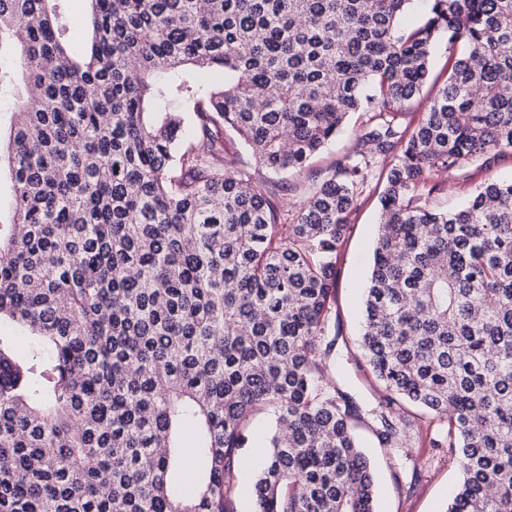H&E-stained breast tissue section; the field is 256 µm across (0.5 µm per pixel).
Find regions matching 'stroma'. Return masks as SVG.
Here are the masks:
<instances>
[{
	"label": "stroma",
	"instance_id": "1",
	"mask_svg": "<svg viewBox=\"0 0 512 512\" xmlns=\"http://www.w3.org/2000/svg\"><path fill=\"white\" fill-rule=\"evenodd\" d=\"M448 55L447 41L438 40L429 81L421 96L408 107L407 121L418 122L427 112L446 78ZM447 180L448 191L433 199L434 207L453 209L487 181H512V152L469 162L448 175ZM381 189L377 175H370L345 242L336 256V303L332 307V317L340 330L336 353L343 368L341 384L354 398L365 419L364 425L358 426L357 434L375 467L378 512H445L449 496L461 480L453 461L455 451L448 446L446 425L431 415H423L410 440L409 458L401 461L390 457L373 432L378 424L376 411L383 391L366 364L356 363L353 358L361 332L363 293L378 222Z\"/></svg>",
	"mask_w": 512,
	"mask_h": 512
}]
</instances>
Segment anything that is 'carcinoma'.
Listing matches in <instances>:
<instances>
[{
  "label": "carcinoma",
  "mask_w": 512,
  "mask_h": 512,
  "mask_svg": "<svg viewBox=\"0 0 512 512\" xmlns=\"http://www.w3.org/2000/svg\"><path fill=\"white\" fill-rule=\"evenodd\" d=\"M65 2L0 0V512H238L253 446L254 512H376L331 321L376 167V433L408 457L406 407L446 420L448 512H512V183L427 207L512 151V0H428L410 32L413 0H87L79 46ZM441 37L460 54L411 128ZM355 112L352 153L295 184L226 150L300 176ZM284 191L304 201L283 222ZM227 140V150L229 153H235L238 158H240L242 161L247 162L251 165L252 171L256 169V177L258 181L262 184H269L273 181H278L281 177L273 175L269 171H267L265 168L259 167L256 164V161L254 157L252 156L251 152L248 148L235 136L233 135H226ZM259 168V170H258ZM448 192L432 200V206L441 209H453L465 202L473 191L489 180L512 181V152L501 155L486 156L467 163L463 168L450 175ZM263 449L261 452H257L256 448H250L247 456V463L239 466V481L242 486V494L244 497L247 496L249 487L251 486L258 467L265 456H262Z\"/></svg>",
  "instance_id": "1"
}]
</instances>
